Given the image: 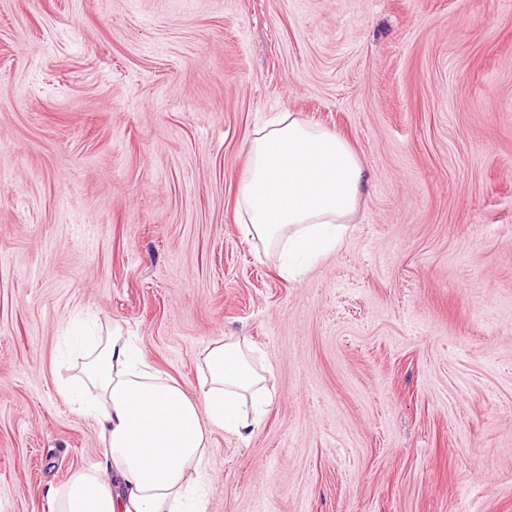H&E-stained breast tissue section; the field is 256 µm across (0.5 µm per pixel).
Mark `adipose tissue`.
Returning <instances> with one entry per match:
<instances>
[{"mask_svg":"<svg viewBox=\"0 0 512 512\" xmlns=\"http://www.w3.org/2000/svg\"><path fill=\"white\" fill-rule=\"evenodd\" d=\"M240 186L242 231L277 247L289 275L336 248L356 208L363 168L340 134L288 115L256 133ZM270 367L245 342L228 339L203 358L200 399L146 361L121 328L100 337L62 395L94 416L109 460L75 474L52 512H204L195 492L210 432L248 438L272 402Z\"/></svg>","mask_w":512,"mask_h":512,"instance_id":"obj_1","label":"adipose tissue"}]
</instances>
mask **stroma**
Listing matches in <instances>:
<instances>
[{"mask_svg":"<svg viewBox=\"0 0 512 512\" xmlns=\"http://www.w3.org/2000/svg\"><path fill=\"white\" fill-rule=\"evenodd\" d=\"M289 112L367 176L294 279L237 220ZM79 314L192 398L224 337L270 364L205 512H512V0H0V512L102 461Z\"/></svg>","mask_w":512,"mask_h":512,"instance_id":"obj_1","label":"stroma"}]
</instances>
